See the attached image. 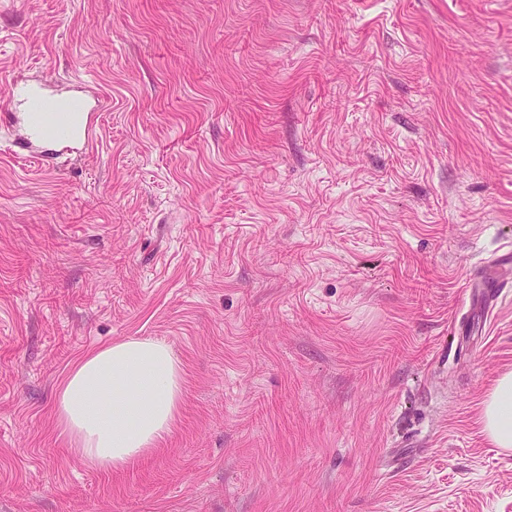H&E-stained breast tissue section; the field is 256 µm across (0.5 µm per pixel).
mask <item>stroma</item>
Returning <instances> with one entry per match:
<instances>
[{"label": "stroma", "mask_w": 512, "mask_h": 512, "mask_svg": "<svg viewBox=\"0 0 512 512\" xmlns=\"http://www.w3.org/2000/svg\"><path fill=\"white\" fill-rule=\"evenodd\" d=\"M98 141L12 151L17 83ZM512 0H0V512H512ZM183 370L160 449L56 426L83 353ZM479 422L496 448H512V372L496 380L482 403Z\"/></svg>", "instance_id": "1"}]
</instances>
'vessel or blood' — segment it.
<instances>
[{
	"label": "vessel or blood",
	"instance_id": "b4317fda",
	"mask_svg": "<svg viewBox=\"0 0 512 512\" xmlns=\"http://www.w3.org/2000/svg\"><path fill=\"white\" fill-rule=\"evenodd\" d=\"M94 118L85 109L80 81H73L64 95L39 85L13 88L9 120L18 128L13 145L20 151H36L50 161L66 152L88 150L97 136Z\"/></svg>",
	"mask_w": 512,
	"mask_h": 512
}]
</instances>
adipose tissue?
Masks as SVG:
<instances>
[{"label":"adipose tissue","mask_w":512,"mask_h":512,"mask_svg":"<svg viewBox=\"0 0 512 512\" xmlns=\"http://www.w3.org/2000/svg\"><path fill=\"white\" fill-rule=\"evenodd\" d=\"M181 399V366L170 349L132 338L93 349L74 363L56 393V421L90 465L120 470L159 448ZM479 422L495 447L512 448V372L496 380Z\"/></svg>","instance_id":"adipose-tissue-1"}]
</instances>
